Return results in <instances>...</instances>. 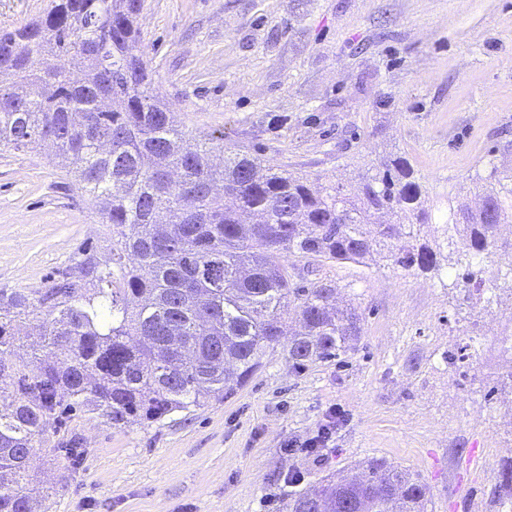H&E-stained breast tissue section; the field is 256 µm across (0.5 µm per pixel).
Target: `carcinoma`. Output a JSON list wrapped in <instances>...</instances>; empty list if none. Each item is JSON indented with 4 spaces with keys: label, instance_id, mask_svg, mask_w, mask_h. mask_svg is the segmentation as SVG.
<instances>
[{
    "label": "carcinoma",
    "instance_id": "carcinoma-1",
    "mask_svg": "<svg viewBox=\"0 0 512 512\" xmlns=\"http://www.w3.org/2000/svg\"><path fill=\"white\" fill-rule=\"evenodd\" d=\"M140 0H51L47 12L0 34V147L47 145L78 185L106 201L116 240L112 262L89 254L32 302L0 290V512H34L24 492L28 456L65 414L86 411L124 426L162 421L246 385L266 350L285 335L292 302L300 329L288 361L302 371L336 358L361 333L354 309L336 308L331 281H292L281 251L361 263L377 254L422 272L437 253L414 225L428 223L409 160L395 156L351 196L340 186L313 190L252 156L189 137L153 92L138 47ZM80 65L43 69V56ZM485 208H449L448 231L460 236L456 263L498 247L512 219V173L491 168ZM385 212L393 224L365 226ZM95 282L87 297L82 281ZM41 354L11 361L37 305ZM320 496L337 512H424L427 486L383 461L360 476L327 484ZM286 512H320L303 493Z\"/></svg>",
    "mask_w": 512,
    "mask_h": 512
}]
</instances>
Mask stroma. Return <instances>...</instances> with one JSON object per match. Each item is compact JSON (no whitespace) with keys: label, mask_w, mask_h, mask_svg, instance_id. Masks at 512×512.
<instances>
[{"label":"stroma","mask_w":512,"mask_h":512,"mask_svg":"<svg viewBox=\"0 0 512 512\" xmlns=\"http://www.w3.org/2000/svg\"><path fill=\"white\" fill-rule=\"evenodd\" d=\"M138 25L154 90L190 137L348 192L407 157L431 216L415 231L440 270L277 255L294 282H335L361 317L350 348L297 372L280 339L245 387L158 423L79 414L77 459L54 435L33 451L39 512H285L376 459L426 484L425 512H512L486 477L512 459L495 346L512 263L494 250L473 292L446 226L449 205L478 204L490 167L512 171V0H141ZM88 253L112 256L98 201L52 149L0 148V289L38 299ZM460 478L465 499L451 496Z\"/></svg>","instance_id":"obj_1"}]
</instances>
